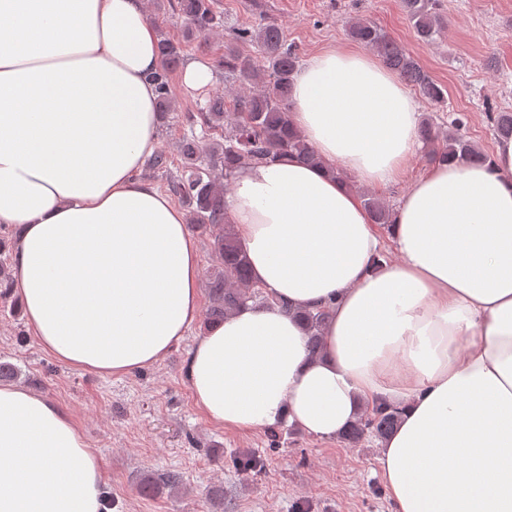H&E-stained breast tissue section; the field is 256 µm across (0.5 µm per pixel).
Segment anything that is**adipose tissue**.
<instances>
[{"instance_id": "adipose-tissue-1", "label": "adipose tissue", "mask_w": 512, "mask_h": 512, "mask_svg": "<svg viewBox=\"0 0 512 512\" xmlns=\"http://www.w3.org/2000/svg\"><path fill=\"white\" fill-rule=\"evenodd\" d=\"M158 65L141 0H0L13 288L44 350L102 374L156 363L200 314L185 214L139 177L157 149ZM290 119L321 162L234 170L227 220L274 301L199 333L196 402L227 428L325 439L364 406L396 407L380 463L397 512H512V138L484 163H434L381 230L336 171L400 181L420 127L400 78L328 47L295 74ZM323 304L312 358L295 312ZM103 484L65 411L0 385V512H100Z\"/></svg>"}]
</instances>
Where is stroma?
<instances>
[{
    "mask_svg": "<svg viewBox=\"0 0 512 512\" xmlns=\"http://www.w3.org/2000/svg\"><path fill=\"white\" fill-rule=\"evenodd\" d=\"M177 2L146 0L144 9L158 36L179 44L184 60L212 67L215 81L192 92L180 72L170 76L175 107L157 126L158 150L169 165L143 171L165 194L181 170V141L202 131L189 126V118L203 112L212 94L229 102L238 91L217 65L225 44L254 53L236 33L269 20L305 59L328 45L349 43L350 18L371 20L445 87V104L422 103V118L444 130L462 118L463 134L484 153L498 141L491 115L512 112V0H438L448 23L431 46L416 41L400 0H211L223 27L191 39ZM193 341L186 336L151 367L100 375L59 362L26 326L17 295L0 297V362L15 366L17 386L45 396L77 423L101 459L110 512H396L381 478L375 437L351 446L292 426L245 433L211 421L185 376ZM169 473L177 474L176 485L153 497L140 494L142 479Z\"/></svg>",
    "mask_w": 512,
    "mask_h": 512,
    "instance_id": "stroma-1",
    "label": "stroma"
}]
</instances>
